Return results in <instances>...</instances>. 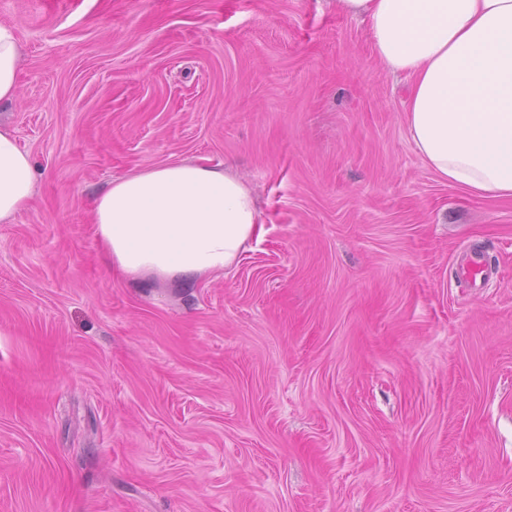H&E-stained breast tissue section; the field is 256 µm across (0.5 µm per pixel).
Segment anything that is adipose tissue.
I'll list each match as a JSON object with an SVG mask.
<instances>
[{"label": "adipose tissue", "instance_id": "adipose-tissue-1", "mask_svg": "<svg viewBox=\"0 0 512 512\" xmlns=\"http://www.w3.org/2000/svg\"><path fill=\"white\" fill-rule=\"evenodd\" d=\"M366 27L376 59L409 81L411 143L441 180L512 199V0H334ZM21 53L0 24V103L17 97ZM35 170L0 125V222L26 208ZM96 236L131 279L190 283L232 266L259 231L248 185L219 166L155 165L112 179L93 201Z\"/></svg>", "mask_w": 512, "mask_h": 512}]
</instances>
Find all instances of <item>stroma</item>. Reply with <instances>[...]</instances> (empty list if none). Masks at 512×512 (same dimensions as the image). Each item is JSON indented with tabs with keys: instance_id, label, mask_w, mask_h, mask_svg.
Returning a JSON list of instances; mask_svg holds the SVG:
<instances>
[{
	"instance_id": "stroma-1",
	"label": "stroma",
	"mask_w": 512,
	"mask_h": 512,
	"mask_svg": "<svg viewBox=\"0 0 512 512\" xmlns=\"http://www.w3.org/2000/svg\"><path fill=\"white\" fill-rule=\"evenodd\" d=\"M37 172L0 223V512H512V199L425 165L332 0H0ZM221 166L261 231L112 274L95 196ZM489 270L458 273L471 252Z\"/></svg>"
}]
</instances>
